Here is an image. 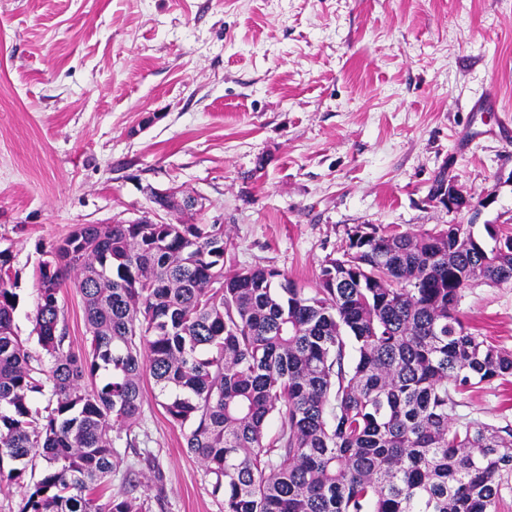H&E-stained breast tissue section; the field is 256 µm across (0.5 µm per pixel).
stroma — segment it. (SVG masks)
<instances>
[{
  "instance_id": "obj_1",
  "label": "stroma",
  "mask_w": 512,
  "mask_h": 512,
  "mask_svg": "<svg viewBox=\"0 0 512 512\" xmlns=\"http://www.w3.org/2000/svg\"><path fill=\"white\" fill-rule=\"evenodd\" d=\"M442 173L469 207L432 202ZM511 174L512 0H0V249L33 363L49 361L31 319L43 252L147 215V187L198 201L162 221L223 225L225 269L274 267L309 294L358 225L512 228ZM59 298L83 351L72 280ZM457 310L512 349V286L473 281ZM458 412L512 423V383ZM134 431L113 489L134 481L147 512H222L152 390Z\"/></svg>"
}]
</instances>
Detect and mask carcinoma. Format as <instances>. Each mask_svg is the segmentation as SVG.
I'll return each instance as SVG.
<instances>
[{
	"instance_id": "cac0c4a2",
	"label": "carcinoma",
	"mask_w": 512,
	"mask_h": 512,
	"mask_svg": "<svg viewBox=\"0 0 512 512\" xmlns=\"http://www.w3.org/2000/svg\"><path fill=\"white\" fill-rule=\"evenodd\" d=\"M471 228L356 226L307 294L276 268L224 271L222 224H81L36 269L46 368L15 332L0 250V482L39 457L21 512H139L136 485L109 489L148 380L224 512H497L512 427L457 414L458 396L509 382L512 350L457 306L473 280L512 285V235ZM72 270L81 356L59 301Z\"/></svg>"
}]
</instances>
